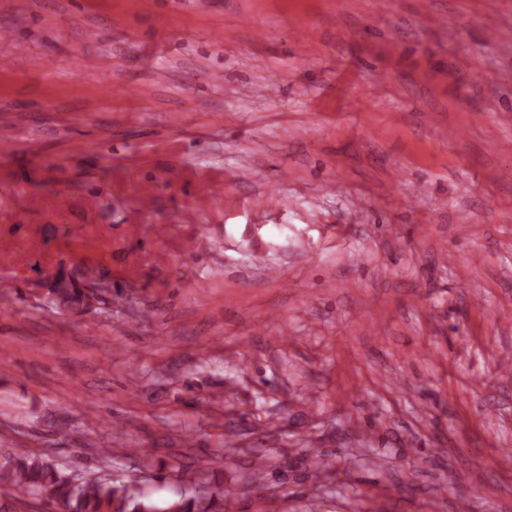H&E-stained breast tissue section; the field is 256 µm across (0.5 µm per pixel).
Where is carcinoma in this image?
Listing matches in <instances>:
<instances>
[{"mask_svg":"<svg viewBox=\"0 0 512 512\" xmlns=\"http://www.w3.org/2000/svg\"><path fill=\"white\" fill-rule=\"evenodd\" d=\"M53 303L63 308L91 307L108 300L96 289L84 288L73 278L59 274L51 282ZM192 463L178 464L179 489L160 505L133 481L108 474L83 477L43 454L8 456L0 461V490L7 497L45 498L56 512H224L223 495L194 481Z\"/></svg>","mask_w":512,"mask_h":512,"instance_id":"obj_1","label":"carcinoma"}]
</instances>
